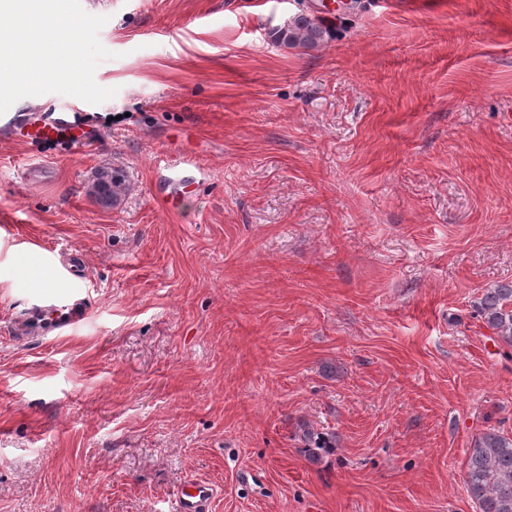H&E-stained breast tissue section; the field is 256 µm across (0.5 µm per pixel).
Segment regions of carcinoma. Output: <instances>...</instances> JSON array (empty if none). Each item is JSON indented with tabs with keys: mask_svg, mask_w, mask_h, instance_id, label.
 Listing matches in <instances>:
<instances>
[{
	"mask_svg": "<svg viewBox=\"0 0 512 512\" xmlns=\"http://www.w3.org/2000/svg\"><path fill=\"white\" fill-rule=\"evenodd\" d=\"M271 37L285 48L316 49L329 41L331 30L311 15L298 13L273 28ZM126 189V179L120 171L102 169L90 184L89 195L103 207H115ZM473 308L498 342L512 348V282L484 289ZM302 439L312 458L336 443L333 436L307 427ZM466 485L477 512H512V435L490 428L475 438L468 452Z\"/></svg>",
	"mask_w": 512,
	"mask_h": 512,
	"instance_id": "carcinoma-1",
	"label": "carcinoma"
}]
</instances>
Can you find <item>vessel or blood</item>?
Here are the masks:
<instances>
[{"label": "vessel or blood", "instance_id": "vessel-or-blood-1", "mask_svg": "<svg viewBox=\"0 0 512 512\" xmlns=\"http://www.w3.org/2000/svg\"><path fill=\"white\" fill-rule=\"evenodd\" d=\"M11 126L26 131L30 138L46 144L65 143L75 149L84 148L95 138L94 128H86L81 134H74V122L67 117L45 118L31 123L24 116H13ZM87 304L79 290L62 294L49 289L39 300L30 303L14 324L13 333L36 339L49 335H60L77 327L85 318ZM215 496V489L205 482H185L178 493L176 512H208Z\"/></svg>", "mask_w": 512, "mask_h": 512}]
</instances>
